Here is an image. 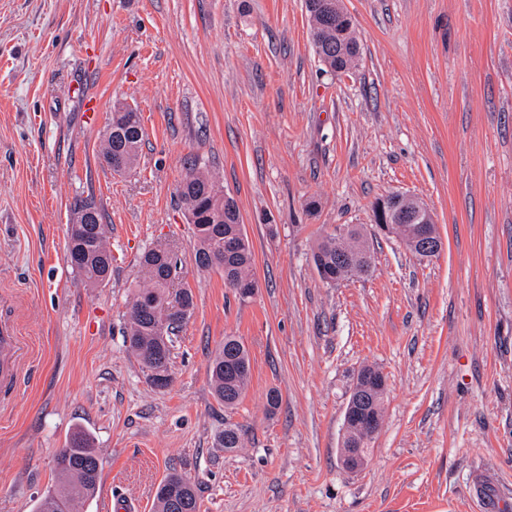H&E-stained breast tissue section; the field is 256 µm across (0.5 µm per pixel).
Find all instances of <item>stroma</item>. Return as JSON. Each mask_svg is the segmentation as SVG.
Listing matches in <instances>:
<instances>
[{"mask_svg": "<svg viewBox=\"0 0 512 512\" xmlns=\"http://www.w3.org/2000/svg\"><path fill=\"white\" fill-rule=\"evenodd\" d=\"M357 68L319 61L304 0H0V320L25 345L0 389V512H31L74 428L100 457L82 512H154L172 471L201 512H512V0H343ZM140 112L134 170L100 142ZM218 177L255 254L256 294L194 261L177 194ZM421 200L443 251L379 232L373 205ZM102 209L107 285L67 261L75 200ZM361 224L370 276L324 283L312 252ZM178 252L195 308L151 386L125 344L141 253ZM241 337L251 381L225 411L209 363ZM386 379L367 463H340L358 370ZM281 401L266 410L269 390ZM245 432L228 453L225 419Z\"/></svg>", "mask_w": 512, "mask_h": 512, "instance_id": "1", "label": "stroma"}]
</instances>
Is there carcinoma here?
I'll list each match as a JSON object with an SVG mask.
<instances>
[{
	"label": "carcinoma",
	"instance_id": "obj_1",
	"mask_svg": "<svg viewBox=\"0 0 512 512\" xmlns=\"http://www.w3.org/2000/svg\"><path fill=\"white\" fill-rule=\"evenodd\" d=\"M308 16L310 36L322 64L332 72L355 68L360 45L353 19L345 8L335 9L329 24L324 22L320 10L310 11ZM110 127L112 137H103L100 156L121 158L123 169L119 173L124 174L134 167L143 141L140 113L125 105L116 106ZM178 197L184 209L198 210V220L192 222L195 264L205 269H223L226 281L253 279L254 252L247 235L239 234L238 208L211 172L201 166L191 168L178 187ZM71 219L80 220L68 225L67 252L80 257L72 269L87 286L98 288L112 274V251L106 240L103 214L93 199H79L73 204ZM230 234L238 236V246L232 256L226 257L224 239ZM342 246L334 235L325 238L312 254L315 268L336 274ZM176 263L169 248L163 245L145 251L140 258L144 284L133 291L127 305L125 343L149 382L158 373H171L172 334L188 321L194 307L191 289L172 290L170 274ZM209 372L214 392L224 408H235L250 383L249 351L241 337H224V344L210 362ZM385 393L386 389L379 388L365 394L366 409L383 415ZM244 435L243 429L226 417L216 443L225 451L234 452L243 447ZM369 441L368 432L356 429L344 437V447L366 452ZM100 471L90 434L75 429L55 456L53 489L37 499L33 512H79V507L93 497ZM156 512H200L195 485L177 472L167 474L157 488Z\"/></svg>",
	"mask_w": 512,
	"mask_h": 512
}]
</instances>
